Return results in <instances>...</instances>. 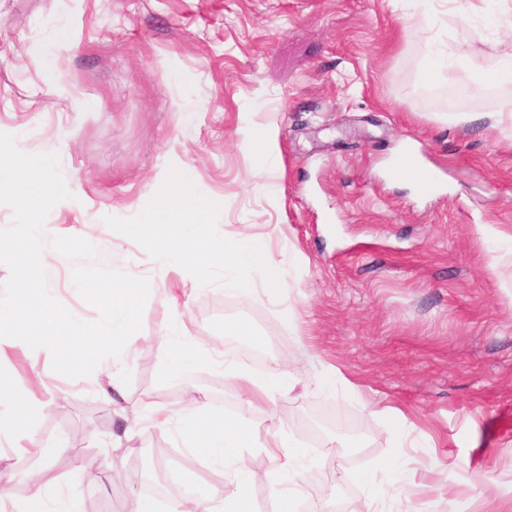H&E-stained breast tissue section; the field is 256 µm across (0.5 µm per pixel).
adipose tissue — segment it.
I'll list each match as a JSON object with an SVG mask.
<instances>
[{"mask_svg": "<svg viewBox=\"0 0 512 512\" xmlns=\"http://www.w3.org/2000/svg\"><path fill=\"white\" fill-rule=\"evenodd\" d=\"M464 66L475 84L482 85L512 82V59L502 61L493 73L482 70L478 59L460 48L427 44L423 57L422 81L431 86L446 73ZM7 407L16 430L27 429L48 404L34 395L20 390L16 377L0 372V407ZM184 436L190 448L205 451L223 461L226 480L233 490L220 503L212 499L197 500L199 512H257L253 487L260 476L250 467L244 451L256 446L264 451L283 472L290 470L308 455L307 448L293 439L277 437L257 442L254 430L247 425L228 420L223 413L211 411L206 404L198 403L186 408L181 416Z\"/></svg>", "mask_w": 512, "mask_h": 512, "instance_id": "obj_1", "label": "adipose tissue"}]
</instances>
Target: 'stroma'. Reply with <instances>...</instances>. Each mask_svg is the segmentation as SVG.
<instances>
[{"mask_svg":"<svg viewBox=\"0 0 512 512\" xmlns=\"http://www.w3.org/2000/svg\"><path fill=\"white\" fill-rule=\"evenodd\" d=\"M481 0H435L428 14L398 0H0V132L28 154L55 153L70 199L48 215L52 234L81 237L96 265L148 279L128 363L131 383L106 403L101 371L70 379L39 348L8 365L55 399L25 432L0 409V512L33 486L30 443L57 447L44 479L61 512H122L130 479L198 492L223 467L158 429L152 403L180 415L192 400L251 423L258 440L285 430L312 449L281 473L247 449L263 479L253 494L297 481L298 512H512V126L497 112L512 84L475 90L452 73L424 87L426 37L463 45L494 70L512 55V0L495 17ZM64 84L57 91L48 77ZM279 130L276 197L241 142L256 124ZM441 176L423 196L393 164L405 150ZM189 164L222 206L220 233L250 237L286 276L279 302L258 289L225 293L164 271L104 216L139 214L169 165ZM53 253L51 295L79 320H99ZM176 289L178 300L167 299ZM238 320L249 343L224 333ZM178 323L179 342L229 349L225 367L177 368L149 343ZM278 368L285 393L259 410L228 368ZM400 410L392 424L378 408ZM359 434L355 447L331 439ZM98 479L83 482L75 441ZM403 451L394 476L381 459Z\"/></svg>","mask_w":512,"mask_h":512,"instance_id":"stroma-1","label":"stroma"}]
</instances>
